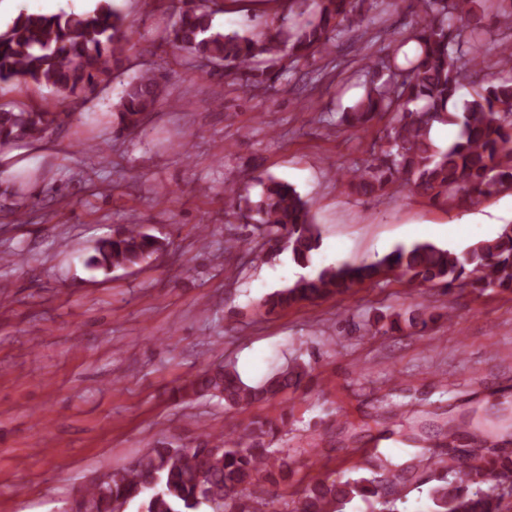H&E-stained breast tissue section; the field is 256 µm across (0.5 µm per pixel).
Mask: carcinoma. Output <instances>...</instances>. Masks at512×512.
<instances>
[{"mask_svg":"<svg viewBox=\"0 0 512 512\" xmlns=\"http://www.w3.org/2000/svg\"><path fill=\"white\" fill-rule=\"evenodd\" d=\"M376 0H288V16L273 28L226 33L214 24L224 12L222 0H183L162 40L185 53L190 65L207 62L227 77L246 76L255 88L268 77L294 74L298 66L327 55L345 26H362ZM416 20L390 34L377 54H365L359 69L362 94L336 125L365 128L374 118L390 116L382 130L385 147L370 149L363 167L347 168L341 180L364 197L405 189L450 208L473 206L512 190V0H499L490 21L478 12V0H409ZM505 29L497 58L487 64L481 43ZM134 48L132 31L113 0H99L81 14L20 13L0 29V84L45 85L65 100L93 93L112 75L127 69ZM324 78L316 69L296 78L291 90L304 96ZM466 84L482 90L459 97ZM163 91L161 77L147 69L124 86L114 112L120 128L136 131L143 116L156 109ZM51 113L36 105L0 108V145L44 139ZM438 125L457 128L455 139L439 147L432 139ZM258 192L243 195L234 188L226 198L235 212L266 227L269 252L288 251L299 267L313 268L264 299L266 312L285 311L300 303L347 293L354 285L378 282L398 271L421 285L445 291L471 287L480 292H512V225L496 237L457 252L430 242L400 247L359 264L313 267L321 234L311 205L289 183L273 176L257 181ZM163 243L132 225L102 239L86 265L105 272L139 265ZM306 371L296 365L259 384L244 382L221 363L198 374L183 391L218 398L229 408L264 403L301 385ZM279 426L256 418L234 439L203 431L193 448L160 442L112 474L108 493L98 483L83 496L97 512L111 503L138 504V512H268L269 502L256 494L263 482L288 477V458L277 455L272 438ZM440 470L429 489L430 512H499L502 495L482 485L496 479L512 486V453L477 447L439 459ZM420 466L380 459L369 477L344 481L314 479L302 490L292 512H346L360 499L373 505L393 504L418 481Z\"/></svg>","mask_w":512,"mask_h":512,"instance_id":"obj_1","label":"carcinoma"}]
</instances>
